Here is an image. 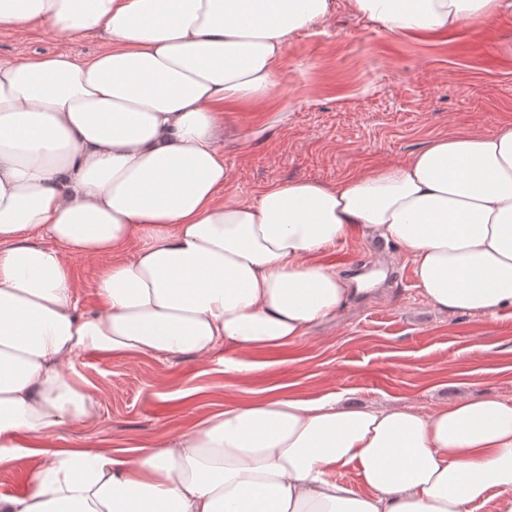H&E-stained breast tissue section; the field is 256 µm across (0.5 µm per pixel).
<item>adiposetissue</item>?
I'll return each mask as SVG.
<instances>
[{"label": "adipose tissue", "mask_w": 512, "mask_h": 512, "mask_svg": "<svg viewBox=\"0 0 512 512\" xmlns=\"http://www.w3.org/2000/svg\"><path fill=\"white\" fill-rule=\"evenodd\" d=\"M347 5L394 39L512 15V0ZM331 17V0H0V30L103 41L88 61H0V465L41 458L0 512H512V404L490 396L420 412L272 394L132 457L45 447L95 413L69 374L89 352L207 359L335 317L352 290L322 257L355 233L401 246L438 311L512 310V125L336 187L227 193L220 108L266 97L289 40ZM76 258L105 262L91 311Z\"/></svg>", "instance_id": "1"}]
</instances>
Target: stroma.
<instances>
[{"label":"stroma","mask_w":512,"mask_h":512,"mask_svg":"<svg viewBox=\"0 0 512 512\" xmlns=\"http://www.w3.org/2000/svg\"><path fill=\"white\" fill-rule=\"evenodd\" d=\"M99 39L37 29L0 33V59L66 52L94 55ZM512 123V15L476 32L395 40L334 0L332 21L288 44L276 85L260 101L224 107L219 148L243 202L293 179L329 185L401 163L448 133H495ZM326 261L383 277L335 319L278 348L163 360L90 352L73 379L95 414L67 428L59 448L140 446L225 406L273 393L315 398L344 392L365 404L427 411L460 396L512 401V312L496 320L442 313L422 297L412 264L392 244L354 234ZM241 361L225 370V359Z\"/></svg>","instance_id":"35a3bbf8"}]
</instances>
